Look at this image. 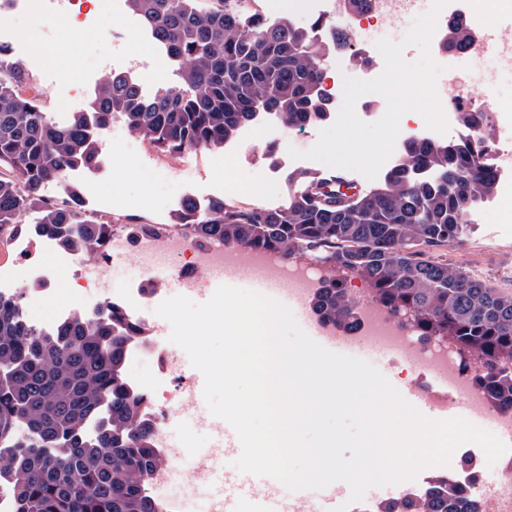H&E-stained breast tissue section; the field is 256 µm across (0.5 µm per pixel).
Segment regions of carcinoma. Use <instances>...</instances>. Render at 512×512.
I'll return each instance as SVG.
<instances>
[{
  "label": "carcinoma",
  "mask_w": 512,
  "mask_h": 512,
  "mask_svg": "<svg viewBox=\"0 0 512 512\" xmlns=\"http://www.w3.org/2000/svg\"><path fill=\"white\" fill-rule=\"evenodd\" d=\"M151 39L177 64V80L149 90L128 72L107 75L87 105L58 122L40 104L32 75L0 43V230L48 234L87 259L119 219L87 210L64 176L97 166L114 120L168 153L224 147L262 114L290 127L328 120V57L352 48L320 19L326 44L287 17L237 14L232 0H126ZM472 135L446 141L412 136L383 185L359 189L345 172H299L304 180L277 207L214 199L183 203L169 226L200 240L306 258L327 272L313 297L325 321L358 323L346 278L424 342L446 343L475 389L512 411V294L441 258L495 190L485 159L488 134L469 112ZM62 181L64 198L41 190ZM146 339L120 307L79 311L51 333L0 294V479L17 512H156L143 494L160 465L147 406L125 378L127 349ZM451 485L381 512H462Z\"/></svg>",
  "instance_id": "cac0c4a2"
}]
</instances>
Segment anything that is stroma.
Listing matches in <instances>:
<instances>
[{
    "instance_id": "obj_1",
    "label": "stroma",
    "mask_w": 512,
    "mask_h": 512,
    "mask_svg": "<svg viewBox=\"0 0 512 512\" xmlns=\"http://www.w3.org/2000/svg\"><path fill=\"white\" fill-rule=\"evenodd\" d=\"M42 7L22 13L10 7L0 14V41L9 43L41 92L40 101L52 117L63 118L67 104L84 107L95 86L112 72H128L154 90L174 79V65L159 52L139 18L118 0L122 17L89 16L67 25L55 12L68 0H40ZM318 128L291 129L276 123L253 153L240 149V138L224 148L170 154L157 150L125 124L108 129L99 165L72 173L90 211L130 217L149 224L169 223L187 198L201 203L224 197L230 189L248 191L255 205L282 204L289 190V168L283 159L289 148L310 149ZM275 146L280 165L264 158ZM453 263L466 267L499 290L512 293V223L498 213L478 208L471 231L446 251Z\"/></svg>"
}]
</instances>
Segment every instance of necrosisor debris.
<instances>
[{
  "mask_svg": "<svg viewBox=\"0 0 512 512\" xmlns=\"http://www.w3.org/2000/svg\"><path fill=\"white\" fill-rule=\"evenodd\" d=\"M415 0H372L369 8L351 9L348 0H311L307 12L316 17L335 21L343 15L348 19L346 31L352 42L362 40L363 29L383 22H393L398 18L416 11ZM437 92L451 130L463 131V114L467 111L482 113L483 120L494 135V149L490 155L491 163L498 174V191L494 198L504 223H512V100H488L475 97L467 90V81L456 76L452 82L438 86ZM111 244L105 245L100 259L86 261L74 254L59 251L49 239H41V259L35 270L27 271L24 277H17L14 271L0 272V284L8 283L11 294L20 296L23 309H30L33 297L29 285L35 282L37 274L46 273L48 263L64 264L74 269L82 287L91 288L100 279L103 272L120 263L130 255L143 260V280L145 286L155 281L152 260L163 256L179 265L187 278L182 288L185 293L196 294L206 290V282L201 271H213L224 267L240 271L253 269L275 276L287 283L298 285V296L307 299L313 281V269L309 264L272 258L265 252L235 250L215 245L202 250L196 245L195 238L179 230H167L157 235H145L131 240L123 225L112 227ZM358 311L360 325L358 335L370 340H383L397 347L403 361L413 370L449 378L455 392L470 398L480 416L492 419L505 435L512 434V412L493 406L470 383L461 367L456 352L435 345L425 347L419 344L410 330L393 323L387 312L374 301L359 297ZM160 355L164 372L169 379L166 389H157L145 379H133V386L143 395L148 418L154 424V447L163 460V465L148 477L144 492L154 503L157 512H180L181 504L171 494V479L179 477L183 493H192L195 481L203 472L199 463L183 468L182 457L168 442L167 420L175 406L182 404L183 397L190 387L188 378L182 372L180 361L175 353H159L154 340H147L128 350L127 361H137L153 355ZM499 484L486 486L479 471L465 465L463 461H451L446 467H429L419 485V494H428L435 477L461 487L465 495L475 498L479 512H512V497L503 495L502 487H512V454L500 457Z\"/></svg>",
  "mask_w": 512,
  "mask_h": 512,
  "instance_id": "1",
  "label": "necrosis or debris"
}]
</instances>
